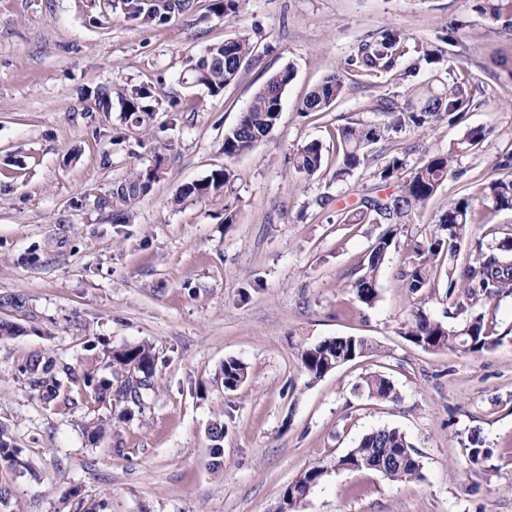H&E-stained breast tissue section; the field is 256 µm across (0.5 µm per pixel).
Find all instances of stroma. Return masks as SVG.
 <instances>
[{
  "label": "stroma",
  "mask_w": 512,
  "mask_h": 512,
  "mask_svg": "<svg viewBox=\"0 0 512 512\" xmlns=\"http://www.w3.org/2000/svg\"><path fill=\"white\" fill-rule=\"evenodd\" d=\"M210 3L145 27L98 0H0V321L15 326L0 336V432L21 450L19 464L0 462V512H280L288 484L314 467L325 475L290 512H512V295L489 305L504 334L492 350L427 351L401 334L416 309L441 320L448 309L445 280L409 294L408 234L425 237L449 200L512 178L496 166L512 152V26L477 0H243L228 19ZM391 30L410 52L379 78L352 72L360 46ZM243 33L257 52L223 93L182 84L189 60ZM419 45L449 57L473 104L456 123L390 133L376 151L414 167L470 130L485 138L397 235L367 306L349 286L384 227L344 218L347 200L375 186L374 167L336 179L335 134L385 122L379 98L404 106L431 83ZM287 67L276 127L226 159L225 132ZM334 72L348 77L344 95L302 112ZM142 84L180 119L165 106L134 116L117 100L98 110L96 91ZM314 140L321 171L294 173V150ZM224 167L233 177L220 191L173 203ZM142 176L147 192L118 194ZM348 335L377 352L310 379L300 351ZM143 342L156 368L142 401L95 399L87 380L111 378L113 351ZM230 358L249 372L233 392L222 382ZM49 360L58 392L46 401L23 367ZM374 371L398 402L357 391ZM384 426L414 445L419 478L336 468ZM474 432L492 454L473 468L461 448Z\"/></svg>",
  "instance_id": "1"
}]
</instances>
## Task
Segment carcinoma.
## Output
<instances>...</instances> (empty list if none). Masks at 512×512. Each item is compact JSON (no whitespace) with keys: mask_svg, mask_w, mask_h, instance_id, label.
Returning <instances> with one entry per match:
<instances>
[{"mask_svg":"<svg viewBox=\"0 0 512 512\" xmlns=\"http://www.w3.org/2000/svg\"><path fill=\"white\" fill-rule=\"evenodd\" d=\"M243 0H213L210 11L219 18L235 17ZM112 7L120 8L124 14L139 25L163 24L170 19L169 11L155 8L143 0H113ZM478 11L487 18L512 24V0H478ZM256 45L247 35L228 39L208 47L206 57L189 64L183 80L204 86L209 95L217 96L239 77L242 63L255 52ZM408 50L407 38L399 31L389 32L359 49L354 60L357 69L365 76H376L391 70L395 61ZM421 60L427 64H439L445 77L437 83L417 90L418 107L402 108L390 100L380 102V110L387 117L382 125L347 124L336 128V176L350 174L371 157L373 145L385 139L391 131L407 127L423 128L443 120L450 122L461 118V113L472 104V99L461 85L448 81L453 67L443 56L427 47H415ZM293 80V70L286 67L273 74L254 94L238 123L224 133V157L235 159L250 153L274 129L280 116L282 95ZM345 91L344 75L333 73L326 77L305 97L301 110L324 112L341 98ZM118 97L127 112L133 114L154 112L159 108L157 93L148 85L124 88ZM481 129H473L467 138L446 153H434L425 157L412 169L397 155L377 159L375 177L378 186L362 196L355 208L346 216L349 224H387L382 234L368 253L362 274L352 284L355 298L370 306L378 298V277L382 264L404 219L424 206L448 178L460 175L459 157L476 148L484 139ZM324 162L322 144L312 141L294 151L292 168L299 174L315 176ZM232 177L229 168L215 170L200 185L180 189L175 201L191 196H202L217 192ZM396 183L398 190L383 196L379 191ZM492 201L498 208H512V178L495 179L484 185L477 198H458L448 201V209L441 216L436 230L423 241L415 240L412 253L415 259L406 274V287L417 294L432 287L442 258L456 256L460 245L469 244V253L464 263H448V305L455 311H464L470 302L488 303L502 294L512 293V262L501 258L491 248L484 247L483 240L471 236V227L480 223L479 204L476 200ZM402 336L424 350L464 349L469 353H482L495 348L501 341L494 319L485 312H474L461 321L444 322L419 309L406 324ZM373 352L372 343L364 336H336L323 340L302 350L300 361L304 372L317 380L327 374L328 363L347 359L354 361ZM138 366V372L149 379L154 371V355L146 344L129 345L112 352V367L115 371L130 365ZM247 367L237 360L224 362V382H236ZM31 386L41 392L42 399L56 397L57 386L47 379L35 377ZM361 388L367 396L378 401L396 402L398 394L392 382L379 372H369L361 378ZM468 463L479 464L490 454L478 434L470 436L464 448ZM336 467L349 471L371 470L389 482H402L420 476V461L413 445L404 433L396 428L383 427L373 430L359 440L336 461ZM325 470L315 467L306 470L284 490V501L293 506L306 498L317 486Z\"/></svg>","mask_w":512,"mask_h":512,"instance_id":"cac0c4a2","label":"carcinoma"}]
</instances>
